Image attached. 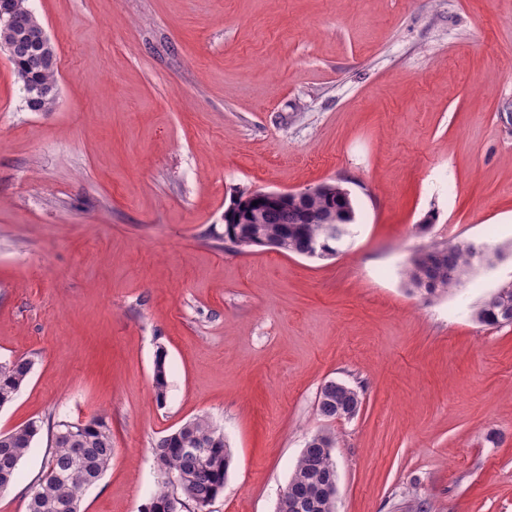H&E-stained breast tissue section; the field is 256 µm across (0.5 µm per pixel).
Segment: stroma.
I'll list each match as a JSON object with an SVG mask.
<instances>
[{
  "instance_id": "obj_1",
  "label": "stroma",
  "mask_w": 512,
  "mask_h": 512,
  "mask_svg": "<svg viewBox=\"0 0 512 512\" xmlns=\"http://www.w3.org/2000/svg\"><path fill=\"white\" fill-rule=\"evenodd\" d=\"M58 102L31 112L0 50V360H32L0 432L43 421L0 512H27L50 424L103 413L83 512H144L186 421L231 462L205 512H276L309 437L335 512H512V0H30ZM342 183L337 256L225 249L236 191ZM487 241L494 268L425 299L403 269ZM165 349L167 395L153 374ZM336 380L350 419L318 411ZM496 292V291H495ZM494 292V293H495ZM492 293V295L494 294ZM492 295L484 299L474 310V317L481 323L491 326H502L512 324V289L505 297L498 296L492 300ZM511 312V317L507 316ZM362 406L360 394L352 387L336 381L325 383L320 391L318 410L327 419H350Z\"/></svg>"
}]
</instances>
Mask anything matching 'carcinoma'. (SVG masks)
I'll return each mask as SVG.
<instances>
[{
	"mask_svg": "<svg viewBox=\"0 0 512 512\" xmlns=\"http://www.w3.org/2000/svg\"><path fill=\"white\" fill-rule=\"evenodd\" d=\"M43 27L29 0H0V47L8 52L13 73L22 84L24 100L32 112H50L58 95V66L55 45L32 38ZM343 212L355 221L351 200L341 196H322L302 207L287 202L253 204L250 192L240 191L231 202V223L224 233L241 234L234 243L237 251L248 252L262 240H277L283 251L306 255L311 246L331 244L328 227L320 223L328 212ZM487 246L474 242L434 245L422 256L412 255L404 274L408 284L428 296L446 293L462 286L478 255ZM512 290L506 296L484 299L474 317L487 325H511ZM33 368L25 357L0 362V408L10 404L28 382ZM153 388L158 403L166 399L168 382L164 352L156 356ZM362 406L360 394L336 381L325 383L320 391L318 410L327 419H350ZM42 428L41 421L30 420L7 433H0V490L17 478L21 460L31 451ZM50 448L44 469L31 488L28 512H82L85 492L95 485L112 461V434L107 417L99 414L81 423L59 420L51 432ZM333 439L325 433L309 438L288 482V501L298 500L309 508L305 512H334V503L322 496L332 481L330 462ZM160 481L145 512H167L169 501L178 496L184 512L204 509L224 491L230 457L224 433L207 418L185 422L162 437L152 449Z\"/></svg>",
	"mask_w": 512,
	"mask_h": 512,
	"instance_id": "carcinoma-1",
	"label": "carcinoma"
}]
</instances>
